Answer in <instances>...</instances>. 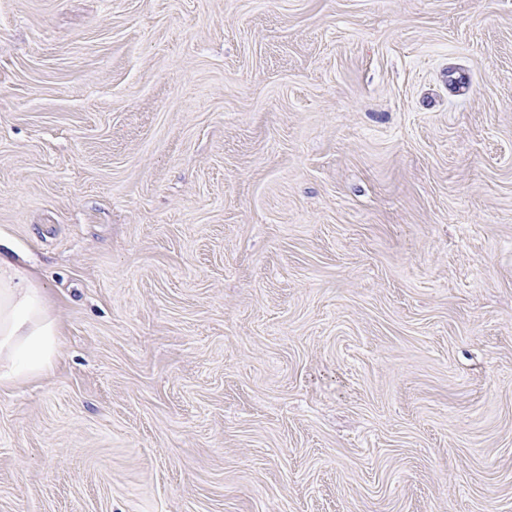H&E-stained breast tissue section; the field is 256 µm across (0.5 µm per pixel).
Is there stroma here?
<instances>
[{
	"label": "stroma",
	"mask_w": 512,
	"mask_h": 512,
	"mask_svg": "<svg viewBox=\"0 0 512 512\" xmlns=\"http://www.w3.org/2000/svg\"><path fill=\"white\" fill-rule=\"evenodd\" d=\"M0 235V512H512V0H0ZM0 237V384L48 373L59 352L60 329L46 289Z\"/></svg>",
	"instance_id": "stroma-1"
}]
</instances>
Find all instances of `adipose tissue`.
<instances>
[{
    "label": "adipose tissue",
    "mask_w": 512,
    "mask_h": 512,
    "mask_svg": "<svg viewBox=\"0 0 512 512\" xmlns=\"http://www.w3.org/2000/svg\"><path fill=\"white\" fill-rule=\"evenodd\" d=\"M59 336L45 287L0 239V384L48 373L58 357Z\"/></svg>",
    "instance_id": "obj_1"
}]
</instances>
